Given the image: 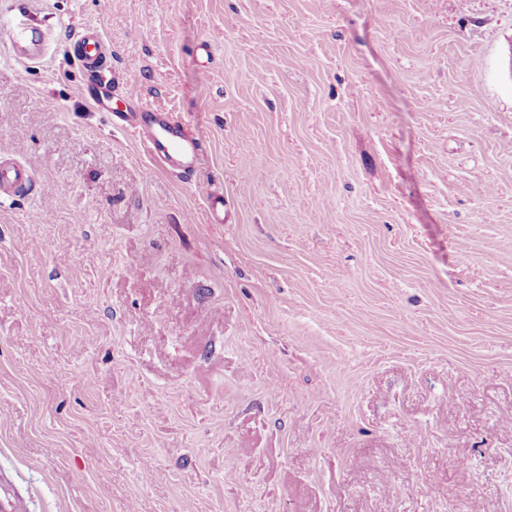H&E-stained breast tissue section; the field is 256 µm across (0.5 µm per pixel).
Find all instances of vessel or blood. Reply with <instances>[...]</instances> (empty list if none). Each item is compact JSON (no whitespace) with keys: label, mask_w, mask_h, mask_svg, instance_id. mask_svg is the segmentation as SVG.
Returning a JSON list of instances; mask_svg holds the SVG:
<instances>
[{"label":"vessel or blood","mask_w":512,"mask_h":512,"mask_svg":"<svg viewBox=\"0 0 512 512\" xmlns=\"http://www.w3.org/2000/svg\"><path fill=\"white\" fill-rule=\"evenodd\" d=\"M38 15L32 0H16L7 15L0 18V40L10 48H22L23 58L40 62L49 48L77 63L96 81L98 93L92 99L96 111H108L112 98V79L103 72L108 50L101 34L85 27L66 40L55 39L52 33H39L35 25ZM122 97L127 104L119 113L120 124L137 128L140 142L150 158L160 167L178 168L182 175H193L200 167L204 154L199 138L182 124L172 122L167 113L140 105V95L134 86H126ZM31 176L20 165L0 166V188H16L29 184Z\"/></svg>","instance_id":"1"}]
</instances>
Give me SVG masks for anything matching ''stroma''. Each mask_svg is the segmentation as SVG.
Here are the masks:
<instances>
[{
    "label": "stroma",
    "mask_w": 512,
    "mask_h": 512,
    "mask_svg": "<svg viewBox=\"0 0 512 512\" xmlns=\"http://www.w3.org/2000/svg\"><path fill=\"white\" fill-rule=\"evenodd\" d=\"M36 8L206 153L0 45V512H512V0ZM56 51L77 63L95 79L99 94L91 98L93 108L98 112L110 113L114 126L130 125L137 128L141 144L158 166L177 167L182 176L193 175L200 168L204 155L200 139L182 124L172 122L167 112L137 104L140 95L134 86L127 85L122 92L127 112L112 113V108L106 103L112 100V70L108 76L102 71L108 49L96 29L85 27L75 31L69 39L58 38ZM31 176L21 165L0 166V188H16L29 184Z\"/></svg>",
    "instance_id": "obj_1"
}]
</instances>
